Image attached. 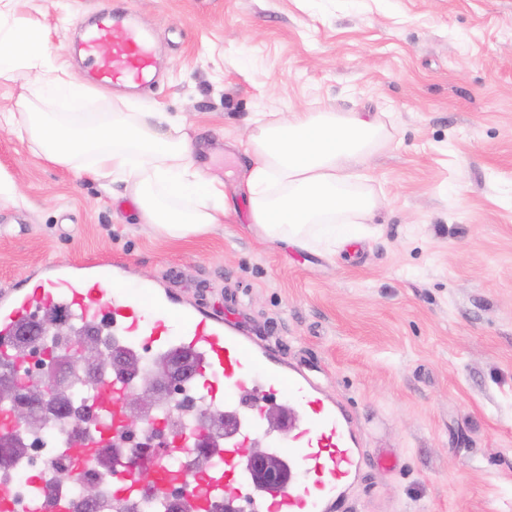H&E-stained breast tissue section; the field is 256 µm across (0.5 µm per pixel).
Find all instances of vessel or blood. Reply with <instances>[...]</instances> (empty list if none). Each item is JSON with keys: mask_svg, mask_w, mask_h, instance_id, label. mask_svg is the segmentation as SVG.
I'll list each match as a JSON object with an SVG mask.
<instances>
[{"mask_svg": "<svg viewBox=\"0 0 512 512\" xmlns=\"http://www.w3.org/2000/svg\"><path fill=\"white\" fill-rule=\"evenodd\" d=\"M80 50L91 66L93 83L139 88L155 75V52L148 33L127 14L108 9L82 22ZM119 262L99 263L90 272L43 265L32 288L0 293V365L21 370L16 354L20 334L40 316L52 315L58 326H80L103 334L113 348L159 355L185 354L191 369L183 382L196 395L195 413L181 428L167 430V403H160L131 440L122 400L142 379L128 380L110 366L86 384L93 415L65 452L76 468L104 467L98 502L112 512H169L180 503L184 512H336L343 494L358 475L363 458L357 436L342 406L322 393L298 368L260 346L235 326L196 305L177 302L168 289L148 284L136 290L107 289L120 277ZM296 408L279 433L265 418L279 396ZM223 411L229 431H207L201 415ZM166 439H159L160 431ZM25 427L10 405L0 403V443L22 445ZM264 441L288 473L281 486L262 490L254 481L244 448ZM212 463L195 465L198 449ZM150 481H143V473ZM39 506L19 499L0 482V512H77L78 501L65 484L34 477Z\"/></svg>", "mask_w": 512, "mask_h": 512, "instance_id": "b4317fda", "label": "vessel or blood"}]
</instances>
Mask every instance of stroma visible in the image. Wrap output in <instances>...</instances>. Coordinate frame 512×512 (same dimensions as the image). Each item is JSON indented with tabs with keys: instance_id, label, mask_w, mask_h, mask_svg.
<instances>
[{
	"instance_id": "stroma-1",
	"label": "stroma",
	"mask_w": 512,
	"mask_h": 512,
	"mask_svg": "<svg viewBox=\"0 0 512 512\" xmlns=\"http://www.w3.org/2000/svg\"><path fill=\"white\" fill-rule=\"evenodd\" d=\"M131 11L153 35L130 101L182 117L233 206L210 232L139 223L123 185L52 165L0 127V290L46 263L126 264L224 317L341 402L366 459L339 512H512V0H19L78 80V17ZM384 112L382 208L328 254L251 226L239 142L257 113Z\"/></svg>"
}]
</instances>
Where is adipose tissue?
<instances>
[{
    "instance_id": "1",
    "label": "adipose tissue",
    "mask_w": 512,
    "mask_h": 512,
    "mask_svg": "<svg viewBox=\"0 0 512 512\" xmlns=\"http://www.w3.org/2000/svg\"><path fill=\"white\" fill-rule=\"evenodd\" d=\"M18 0H0V79H24L15 112L0 125L27 137L35 153L86 173L103 186L123 182L140 223L181 238L209 231L231 211L222 182L194 165L195 143L182 118L157 108L53 112L56 99L89 96L65 67L51 66L48 37L19 16ZM242 148L252 224L262 238L301 250L362 239L382 202L363 170L392 133L368 112H298L289 119L259 113Z\"/></svg>"
}]
</instances>
